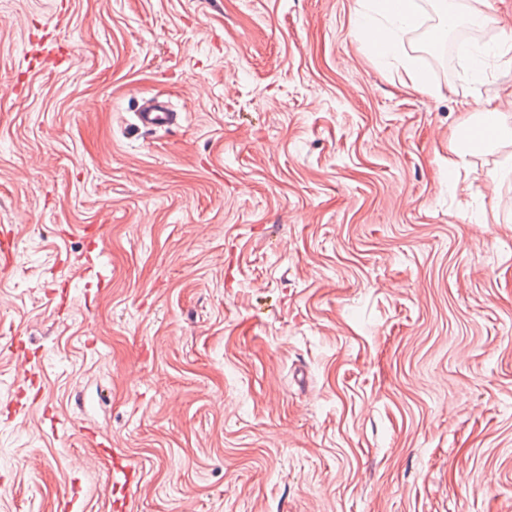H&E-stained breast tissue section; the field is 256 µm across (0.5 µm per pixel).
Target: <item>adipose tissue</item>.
Masks as SVG:
<instances>
[{"mask_svg": "<svg viewBox=\"0 0 512 512\" xmlns=\"http://www.w3.org/2000/svg\"><path fill=\"white\" fill-rule=\"evenodd\" d=\"M440 18L442 32L466 23L484 28L495 18L483 9L457 4L456 0H429ZM355 25L372 55L395 66L404 87L427 93L431 90L428 72L421 57L406 50L413 42L423 12L420 0H356ZM512 146V98L505 107H489L470 113L463 125L449 137L448 184L458 189V170L469 164L471 156Z\"/></svg>", "mask_w": 512, "mask_h": 512, "instance_id": "obj_1", "label": "adipose tissue"}]
</instances>
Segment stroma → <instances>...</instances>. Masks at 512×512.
I'll return each mask as SVG.
<instances>
[{"label":"stroma","mask_w":512,"mask_h":512,"mask_svg":"<svg viewBox=\"0 0 512 512\" xmlns=\"http://www.w3.org/2000/svg\"><path fill=\"white\" fill-rule=\"evenodd\" d=\"M355 6L0 0V512H512V153L443 177L512 64ZM422 1L356 0L355 25L372 55L395 66L399 82L417 92L431 93L428 72L421 57L411 55L406 44L414 41L422 15ZM179 118L180 113L168 101L153 96L143 100L138 106L132 125L138 131L156 132L176 125ZM121 479L120 482L116 477ZM138 484V472L121 455L112 451V485L120 496L112 501L114 512H127L130 506L129 490ZM118 487V489H117Z\"/></svg>","instance_id":"stroma-1"}]
</instances>
